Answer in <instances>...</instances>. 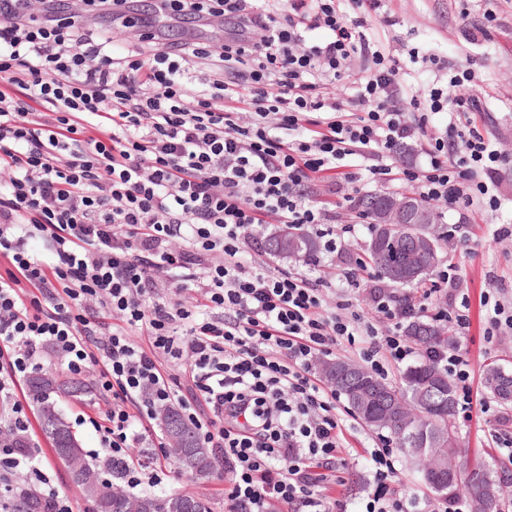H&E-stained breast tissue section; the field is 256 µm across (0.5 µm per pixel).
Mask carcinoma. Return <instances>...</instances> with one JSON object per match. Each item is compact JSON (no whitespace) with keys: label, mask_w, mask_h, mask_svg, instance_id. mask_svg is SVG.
I'll list each match as a JSON object with an SVG mask.
<instances>
[{"label":"carcinoma","mask_w":512,"mask_h":512,"mask_svg":"<svg viewBox=\"0 0 512 512\" xmlns=\"http://www.w3.org/2000/svg\"><path fill=\"white\" fill-rule=\"evenodd\" d=\"M419 230L418 225L410 224L383 237L378 247L368 248L367 265L380 277L387 278L405 263ZM265 248L276 257L299 256L308 262L314 261L317 253L315 242L293 226L286 234L281 229L273 232L267 238ZM439 263L440 253L436 250L425 257L420 274L410 282L399 284V287L404 289L424 283ZM406 335L423 347H446L451 341V336L440 329L437 321L424 314L410 319ZM345 365L350 367L352 363L336 358L325 378L336 392L346 398L355 415L366 425L387 432L395 447L411 457L416 465H421L422 459L429 457L456 468L454 474L445 469L430 477L422 472L420 479L437 493L464 501L468 512H487L491 507L485 498L477 494V489H502L503 480L497 475L507 476L509 469L485 460H471L459 446L455 430L457 401L448 374L437 365L424 361L407 367L402 372L401 385L392 386L362 368L354 373L340 371ZM26 386L27 394L36 406L42 433L51 442L55 455L70 463L69 457L59 449L71 447L76 435L63 416L51 413L47 398L53 388H60L62 384L54 374L45 371L31 376ZM485 387L500 399L512 398V373L498 366L488 367ZM159 416L167 437L168 460L175 469L182 471L189 449L200 447L196 432L185 424L174 406L160 409ZM216 466V452L207 448L196 460V474L208 478ZM69 474L89 503L90 512L97 509L100 512H128L131 500L150 502L153 512H180L176 494H113L117 484L112 481V460L108 458L86 460L79 472L71 470ZM20 507L21 512H51L50 504L32 491L23 493ZM491 509L500 512V500H495Z\"/></svg>","instance_id":"cac0c4a2"}]
</instances>
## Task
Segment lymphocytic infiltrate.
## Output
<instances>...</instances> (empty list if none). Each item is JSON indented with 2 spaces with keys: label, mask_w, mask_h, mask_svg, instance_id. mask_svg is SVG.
<instances>
[{
  "label": "lymphocytic infiltrate",
  "mask_w": 512,
  "mask_h": 512,
  "mask_svg": "<svg viewBox=\"0 0 512 512\" xmlns=\"http://www.w3.org/2000/svg\"><path fill=\"white\" fill-rule=\"evenodd\" d=\"M127 0H0V398L12 435L30 430L22 380L53 349L75 377L91 375L107 399L93 426L131 483L160 484L164 452L152 444L155 409L180 399L202 447L217 449L229 512H346L331 498L347 478L338 459L346 421L319 363L357 346L378 376L415 357L446 369L473 398L460 348L422 350L401 333L397 299L372 292L370 307L328 306L324 284L300 273L246 267L264 224L318 226L327 202L315 176L347 157L378 159L368 178L392 175L400 150L423 142L422 165L403 180L425 200L497 207L494 176L507 158L471 119L474 71L405 96L398 59L371 48L363 29L380 0H157L181 20L237 25L221 52L206 42L144 44L123 55L112 35L86 27L93 6ZM327 36L307 42L308 32ZM360 55L350 102L327 87ZM217 58L221 74H192ZM237 73L224 81L223 71ZM22 90L15 99L13 90ZM448 116L431 139L429 113ZM40 239L52 254L30 249ZM114 323L101 336L100 313ZM185 333H176L177 324ZM374 464L364 512H417L394 494L396 453Z\"/></svg>",
  "instance_id": "obj_1"
}]
</instances>
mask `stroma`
I'll use <instances>...</instances> for the list:
<instances>
[{"label":"stroma","mask_w":512,"mask_h":512,"mask_svg":"<svg viewBox=\"0 0 512 512\" xmlns=\"http://www.w3.org/2000/svg\"><path fill=\"white\" fill-rule=\"evenodd\" d=\"M150 3L151 0H136L134 8L138 17L151 20L162 42L179 43L202 34L218 40L224 37L219 24L203 29L195 22L170 20L154 14ZM378 14L366 35L382 53L400 60L407 82L416 90H423L437 79L448 80L462 69L469 68L481 75L477 95L482 112L474 120L485 135L512 155V0H383ZM496 179L503 200L500 209L474 205L443 209L444 224L465 225L471 241L465 250L445 249L442 260L459 266L460 285L467 288L470 297L495 288L500 299L507 302L512 301V244L493 242L489 229L494 224H512V164L504 166ZM456 342L466 352L480 397H487L484 369L494 362L512 370V336L488 344L484 324L476 319L467 334L457 337ZM58 408L87 455L98 456L99 438L89 423L90 417L102 410L97 398L63 396L58 400ZM456 421L460 446L468 455H479L489 461L497 459L490 439L492 417L475 404L458 410ZM30 433L45 478L68 498L72 512H89L81 491L71 483L65 464L52 454L39 428L31 427ZM376 435V430L361 423L345 433V459L353 480L349 486L330 488L328 494L343 500L348 512H361L363 508L372 473L366 444ZM161 486L167 492L205 499L210 512L228 510L222 474L197 479L175 471L164 478Z\"/></svg>","instance_id":"stroma-1"}]
</instances>
